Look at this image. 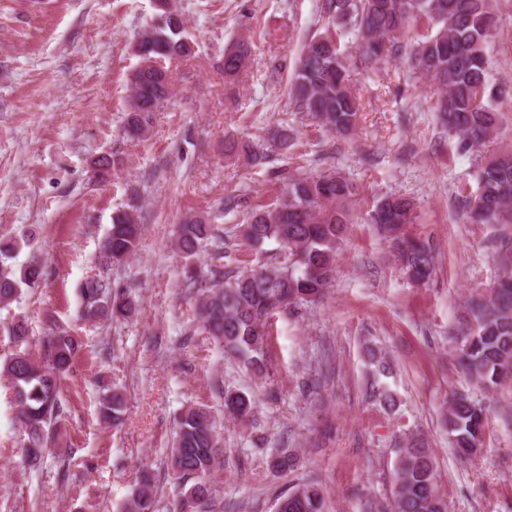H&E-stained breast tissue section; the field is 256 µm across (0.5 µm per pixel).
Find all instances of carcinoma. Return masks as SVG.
<instances>
[{
  "instance_id": "carcinoma-1",
  "label": "carcinoma",
  "mask_w": 512,
  "mask_h": 512,
  "mask_svg": "<svg viewBox=\"0 0 512 512\" xmlns=\"http://www.w3.org/2000/svg\"><path fill=\"white\" fill-rule=\"evenodd\" d=\"M155 17L137 41L139 58L130 78V94L123 133L131 140L146 136L154 113L171 94L169 70L152 66L158 60L188 57L193 47L185 35L184 18L173 0H154ZM319 17L326 31L315 34L304 46L290 77V109L340 135L357 123L359 103L350 77L355 64L367 68L386 59L406 57L412 69L428 78L437 91L436 111L448 134L458 139L462 151L477 150L488 141L500 120L499 98L505 91L488 90L487 45L496 26L491 0H320ZM423 21L430 33L410 44L411 24ZM360 37L355 59L345 54L340 38ZM251 44L237 39L224 50V76L231 78L244 67ZM282 185L281 201L255 206L247 212L240 235L252 246L275 241L288 256L271 267L236 266L224 270V229L195 216L178 225L175 244L189 261L187 280L197 283V258L207 249L210 286L196 306L194 330L208 334L257 377L266 374L265 341L269 320L276 314L293 313L317 302L330 285L336 248L350 223L358 184L331 167L311 175L296 169L274 171ZM477 192L465 198L474 222L493 224L499 233L493 241V258L502 276L486 293L468 302V318L454 334L455 356L463 374L476 386L492 392L512 375V148H501L484 157L477 171ZM128 209L112 215V224L99 245L98 264L109 270L137 254L141 241L139 194L133 192ZM371 222L385 234L408 276L417 284L434 274V255L429 244L406 233L415 223L414 203L404 196L379 198L370 212ZM32 246V240L0 233V305L9 306L44 280L45 266L34 258L18 270L5 264L13 254ZM85 321L107 324L127 321L138 312L127 288L96 275L80 289ZM47 332L42 356L33 357L25 318L17 316L10 327L15 351L0 363V377L11 389L19 407L27 460L39 464L57 440V431L68 418L62 395L63 379L81 343L60 326L52 314L45 316ZM375 386L373 398L386 412L398 410L400 399L381 378L392 375L390 363L375 349H368ZM224 413L246 421L253 416L257 398L240 389L223 391ZM101 417L118 427L123 424V395L111 384L103 385ZM485 408L469 391L453 392L447 413L448 436L461 457L480 448L485 430ZM222 423L210 407L192 404L177 419L166 467L182 486L183 495L173 512H224L216 498L212 474L224 456L218 428ZM269 467L277 472L297 464L293 448H279ZM155 493L149 473L136 483L124 512H154ZM275 512H326L322 488L305 481L281 494ZM389 512H448L438 491V476L430 448L418 436L404 440L393 470Z\"/></svg>"
}]
</instances>
